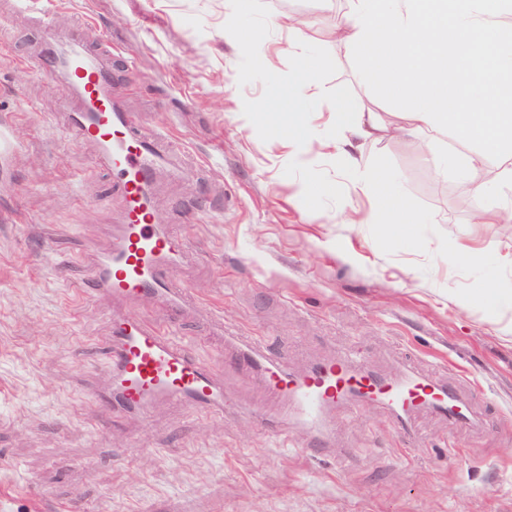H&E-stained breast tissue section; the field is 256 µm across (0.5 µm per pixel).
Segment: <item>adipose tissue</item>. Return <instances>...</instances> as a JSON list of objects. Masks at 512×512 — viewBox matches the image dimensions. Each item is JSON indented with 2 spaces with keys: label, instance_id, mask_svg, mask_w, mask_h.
<instances>
[{
  "label": "adipose tissue",
  "instance_id": "adipose-tissue-1",
  "mask_svg": "<svg viewBox=\"0 0 512 512\" xmlns=\"http://www.w3.org/2000/svg\"><path fill=\"white\" fill-rule=\"evenodd\" d=\"M336 40L365 59L362 86L402 106L400 124L389 127L375 112L352 111L346 101L336 105L342 130L332 142L336 158L375 197L374 207L358 215L357 223L410 243L425 222L383 170L362 162L361 143L392 133L419 138L429 152L450 130L468 149L438 152L440 172L459 171L474 180L477 195L493 198L477 223L512 224V0H348ZM321 68L318 60L296 53L291 86L258 125L306 139L301 107ZM493 158L499 161L495 180L480 181L479 173Z\"/></svg>",
  "mask_w": 512,
  "mask_h": 512
}]
</instances>
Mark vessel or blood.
Returning <instances> with one entry per match:
<instances>
[{
    "label": "vessel or blood",
    "mask_w": 512,
    "mask_h": 512,
    "mask_svg": "<svg viewBox=\"0 0 512 512\" xmlns=\"http://www.w3.org/2000/svg\"><path fill=\"white\" fill-rule=\"evenodd\" d=\"M68 44L64 54L46 58L45 63L75 91L71 135L96 147L126 201L109 247L90 258L82 283L85 296H106L120 306L111 316L104 344L108 384L95 395L117 418L145 413L160 401L223 414L235 408V401L225 398L223 383L177 335L188 300L185 289L175 287L173 275L188 246L155 219L153 193L163 156L143 134L137 118L113 101L109 65L89 53L78 37H69ZM145 297L163 304L165 319L132 318L123 312V305ZM237 356L259 377L274 403L259 413L271 429L291 420L308 437L325 441L329 412H355L369 403L390 410L404 428L421 407L455 421L470 418L468 405L454 388L412 373L390 378L358 365L353 356L318 363L301 374L289 372L254 341L240 346Z\"/></svg>",
    "instance_id": "obj_1"
}]
</instances>
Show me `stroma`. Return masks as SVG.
I'll return each mask as SVG.
<instances>
[{
	"label": "stroma",
	"instance_id": "obj_1",
	"mask_svg": "<svg viewBox=\"0 0 512 512\" xmlns=\"http://www.w3.org/2000/svg\"><path fill=\"white\" fill-rule=\"evenodd\" d=\"M344 5L56 0L59 38L111 54L114 96L179 154L183 172L160 175L154 205L190 246L176 273L196 296L185 340L240 403L219 417L160 402L116 423L84 386L103 367L110 302L80 288L84 257L107 246L125 202L94 146L67 130L72 92L37 67V19L0 0V512H512V306L472 298L488 276L512 282V224L453 214L469 182L394 136L361 151L427 222L414 243H386L375 226L340 220L371 205L351 169L313 140L295 165L287 134L253 122L293 78L294 14L322 28L305 46L324 64L306 105L318 134L322 105H366L362 58L324 33ZM256 30L257 56L242 46ZM323 184L335 193H308ZM457 242L482 250L484 265L448 264ZM216 313L224 336L260 340L292 372L352 351L388 375L413 365L455 384L473 421L422 409L405 434L368 404L332 414L328 447L281 448L249 412L260 388L229 366Z\"/></svg>",
	"mask_w": 512,
	"mask_h": 512
}]
</instances>
